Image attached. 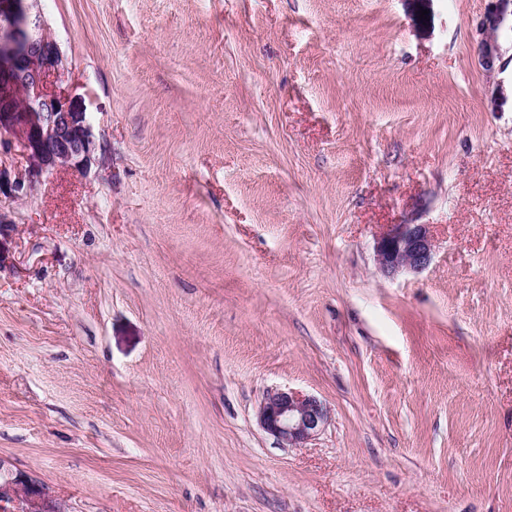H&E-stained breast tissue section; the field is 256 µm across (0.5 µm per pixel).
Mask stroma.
<instances>
[{
	"mask_svg": "<svg viewBox=\"0 0 512 512\" xmlns=\"http://www.w3.org/2000/svg\"><path fill=\"white\" fill-rule=\"evenodd\" d=\"M485 0H42L104 151L0 204V483L62 512H512V106ZM434 258L385 275L391 224ZM329 410L297 448L267 391ZM487 6L480 17L476 31L480 36L479 59L481 65L489 71L503 72L508 61H503L497 40L499 32L510 31L512 33V1L511 0H486ZM14 496L22 498V512H62L60 509L49 508V492L42 485L18 480L0 483L1 501Z\"/></svg>",
	"mask_w": 512,
	"mask_h": 512,
	"instance_id": "obj_1",
	"label": "stroma"
}]
</instances>
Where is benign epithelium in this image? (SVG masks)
<instances>
[{
  "instance_id": "7a95c632",
  "label": "benign epithelium",
  "mask_w": 512,
  "mask_h": 512,
  "mask_svg": "<svg viewBox=\"0 0 512 512\" xmlns=\"http://www.w3.org/2000/svg\"><path fill=\"white\" fill-rule=\"evenodd\" d=\"M40 0H0V196L21 199L50 171L88 170L99 148L86 113L62 87L68 66L38 6ZM481 65L504 71L497 40L512 32V0H487L476 27ZM20 149L26 168L15 172L3 158ZM380 269L394 275L421 272L434 255L426 224H392L377 238ZM260 426L284 447L313 439L328 422V410L313 396L289 389L266 393L258 410ZM20 497L22 512H62L49 508L47 488L23 481L0 483V499Z\"/></svg>"
}]
</instances>
